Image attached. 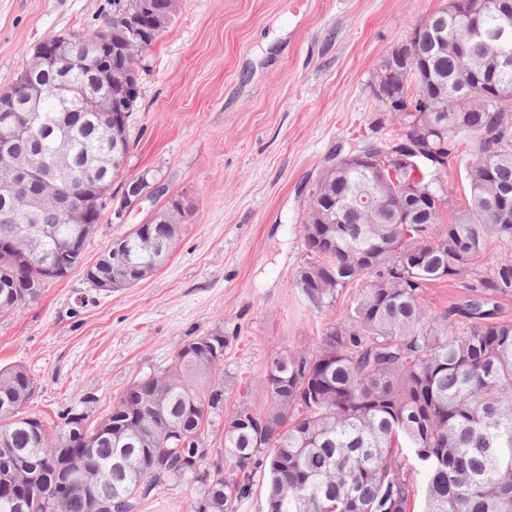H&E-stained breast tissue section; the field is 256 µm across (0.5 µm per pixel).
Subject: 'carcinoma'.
<instances>
[{
    "instance_id": "carcinoma-1",
    "label": "carcinoma",
    "mask_w": 512,
    "mask_h": 512,
    "mask_svg": "<svg viewBox=\"0 0 512 512\" xmlns=\"http://www.w3.org/2000/svg\"><path fill=\"white\" fill-rule=\"evenodd\" d=\"M150 7L141 54L171 24L176 0ZM482 22L494 31L512 18L494 8ZM432 28L449 32L440 51L425 40L397 44L419 64L398 80L397 142L420 139L447 159L468 154L465 207L448 222L442 209L409 214L357 168L322 172L301 218L308 261L293 287L317 307L344 288L357 294L325 325L316 350L272 359L263 412L243 402L224 415L226 384L215 373L227 340L219 332L183 345L166 374L133 382L94 426L78 408L63 410L52 438L24 411L35 389L27 369L0 368V512H137L173 482L194 490L192 512H235L260 470L267 512H411L419 474L423 512H512V323L491 307L512 293V260L481 263L490 240H512V214L502 217L498 205V192L512 189V62H503L496 41L468 45L450 10L435 14ZM71 82L72 111L58 114L46 101L65 127L20 140L15 151L46 156L54 133H68L67 179L76 185L108 164L112 141L130 148L135 106L112 127L96 109L107 95L125 99L138 88L137 66L114 54L112 86L86 83L82 70ZM421 181L446 194L443 175L425 170ZM362 193L377 204L357 209ZM190 215L171 199L152 223L113 240L86 277L139 283L165 264ZM22 218L19 204L0 196L4 314L39 298L40 257L73 245L74 226L51 208L30 224L53 231L35 242L13 239ZM446 278L461 279L466 304L431 316L418 292ZM215 425L224 447L213 452L204 431Z\"/></svg>"
}]
</instances>
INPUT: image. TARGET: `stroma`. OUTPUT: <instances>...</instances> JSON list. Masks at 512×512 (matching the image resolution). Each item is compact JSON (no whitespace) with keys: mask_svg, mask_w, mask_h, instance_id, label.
I'll return each instance as SVG.
<instances>
[{"mask_svg":"<svg viewBox=\"0 0 512 512\" xmlns=\"http://www.w3.org/2000/svg\"><path fill=\"white\" fill-rule=\"evenodd\" d=\"M446 0H176L169 28L138 65V109L122 180L148 175L164 196L104 213L86 262L148 223L168 199L192 210L168 263L102 294L83 269L46 284L37 301L0 316V367L36 384L28 413L54 428L87 396L97 422L135 380L165 373L193 338L222 331L224 375L254 411L271 359L313 350L352 302L313 306L293 286L308 259L303 186L355 137L393 138L373 101L378 59ZM111 0H0V90L56 34L102 27Z\"/></svg>","mask_w":512,"mask_h":512,"instance_id":"1","label":"stroma"}]
</instances>
